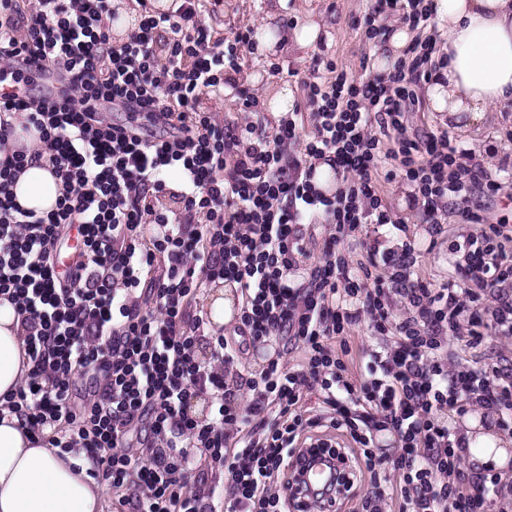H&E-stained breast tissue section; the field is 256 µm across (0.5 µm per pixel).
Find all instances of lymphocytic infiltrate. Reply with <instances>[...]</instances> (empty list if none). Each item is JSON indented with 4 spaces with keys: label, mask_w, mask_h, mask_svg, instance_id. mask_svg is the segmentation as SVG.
Segmentation results:
<instances>
[{
    "label": "lymphocytic infiltrate",
    "mask_w": 512,
    "mask_h": 512,
    "mask_svg": "<svg viewBox=\"0 0 512 512\" xmlns=\"http://www.w3.org/2000/svg\"><path fill=\"white\" fill-rule=\"evenodd\" d=\"M116 11L0 0V85H12L0 93V300L23 321L28 367L11 411L39 441L84 455L120 512H293L295 464L316 446L348 464L334 506L488 512L512 474L465 470L451 422L477 408L512 430V369L468 359L485 337H512V225L481 205L512 160L493 170L447 129L409 126L421 84L448 65L432 0H374L366 39L393 12L414 33L392 71L363 79L314 60L302 104L268 127L232 78L259 51L252 27L215 38L200 0H180L166 14L142 7L118 37ZM228 92L231 115L217 108ZM111 107L123 124L101 119ZM18 129L41 150L12 148ZM41 160L62 191L39 213L13 186ZM322 164L334 195L313 180ZM384 176L410 186L421 223L474 225L454 245L458 283L429 287L413 241L346 255L365 225L394 221ZM316 224L317 251L304 231ZM220 284L238 294L230 336L208 333L198 307ZM361 324L378 341L356 356ZM79 377L90 398L77 407ZM383 465L391 478H377Z\"/></svg>",
    "instance_id": "f902f5d3"
}]
</instances>
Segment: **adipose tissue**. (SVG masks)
Returning a JSON list of instances; mask_svg holds the SVG:
<instances>
[{
  "instance_id": "1",
  "label": "adipose tissue",
  "mask_w": 512,
  "mask_h": 512,
  "mask_svg": "<svg viewBox=\"0 0 512 512\" xmlns=\"http://www.w3.org/2000/svg\"><path fill=\"white\" fill-rule=\"evenodd\" d=\"M435 22L448 66L424 85L432 109L450 115L512 106V0H434ZM61 190L44 167L31 166L13 186L25 209H50ZM24 327L13 305L0 300V512H102L97 483L73 455L29 440L4 398L22 377Z\"/></svg>"
}]
</instances>
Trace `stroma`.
<instances>
[{
	"mask_svg": "<svg viewBox=\"0 0 512 512\" xmlns=\"http://www.w3.org/2000/svg\"><path fill=\"white\" fill-rule=\"evenodd\" d=\"M372 0H224L222 10L204 12L203 17L215 37L231 35L235 29L250 25L267 27L269 35L261 42L265 55L280 66L271 71L253 57H246L237 75L239 83L255 90L263 102L259 115L261 122L274 121L276 109L291 110L295 100L300 99L301 90L297 79L286 78L289 70L306 73L315 56L333 59L340 67L355 76H365L362 66L365 57L371 56L373 43L362 31L353 28L354 20L368 13ZM320 22V38L311 48L296 50L288 46V32L305 24L308 20ZM413 127L425 130L444 125L454 139L472 149L478 161L494 166L495 161L486 153L489 144L506 143L512 134V111L488 112L473 124H457L449 121L447 113L430 111L422 107L412 113ZM384 200L394 215L401 217L405 231L391 225L371 224L364 237L366 249L376 253L400 251L403 241L415 240L424 243L417 261L421 275L439 288L457 281L458 276L451 263V250L459 235L470 232L467 224L449 219L436 236H429L427 225L421 224L418 214L408 197L409 189L400 181L382 184Z\"/></svg>",
	"mask_w": 512,
	"mask_h": 512,
	"instance_id": "35a3bbf8",
	"label": "stroma"
}]
</instances>
